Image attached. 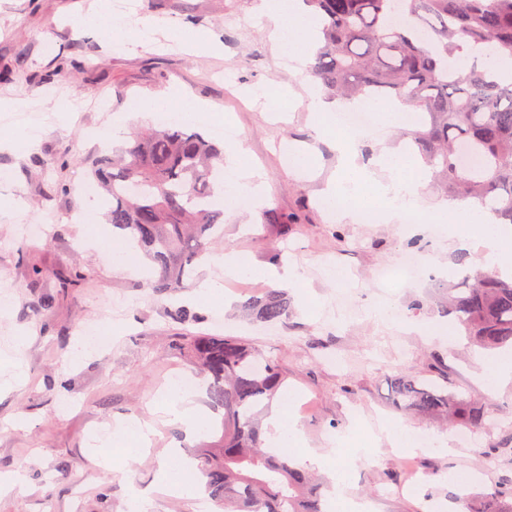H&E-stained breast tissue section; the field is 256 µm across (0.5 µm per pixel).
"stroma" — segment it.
Segmentation results:
<instances>
[{
  "mask_svg": "<svg viewBox=\"0 0 512 512\" xmlns=\"http://www.w3.org/2000/svg\"><path fill=\"white\" fill-rule=\"evenodd\" d=\"M148 39L137 46L115 44L78 31L75 20L94 0H0V104L15 112L28 102L41 115L35 148L0 147V200L10 199V215H0V281L9 283L10 307L0 315V354L15 336L28 334L21 354L24 380L0 390V472L26 474L25 483L0 496V512H126L131 490L146 493L150 512H198L193 499L165 495L160 473L173 454L191 448L181 425L158 424L150 450L119 459L111 469L97 463L93 433L110 431L124 419L150 422L170 376L190 374L188 361L173 350L175 332L219 333L253 343L276 359L286 373V390L302 400L295 420L309 447L325 452L329 437L359 425L371 443L358 456L340 454L349 495L370 502L374 512H448L449 504L475 502L502 476L512 477V380L488 387L479 365L483 352L465 336L432 338L425 328L444 320L440 305L466 274L455 257H480L474 245L434 236L429 224H363L331 219L319 203L337 171L334 151L317 133L319 117L307 107L321 84L293 72L287 55L272 40L262 0H130ZM191 30L220 46L212 54H191L174 33ZM181 91L221 107L233 121L263 175L266 209L281 221H264L263 210L242 200L237 216L225 220L218 253L238 251L264 267H295L297 281L247 276L224 300L199 298L196 288L168 299L148 286L153 272L139 264L131 272L112 259L113 231L105 218L73 222L79 182L91 178L100 154L91 128L108 129L123 117L129 129L156 122L147 104ZM109 96L112 110L92 104ZM311 149V170L293 172L286 156ZM41 219L44 231L26 237L21 226ZM412 250L432 275L424 280L380 287L378 268ZM37 254L46 270L43 288L30 287L27 263ZM76 264L86 280L59 294L55 272ZM287 286L293 312L287 322L255 325L238 316L244 296ZM59 294L51 317L37 313L41 292ZM123 312L113 319L110 342L80 363L70 351L83 325L101 319L112 299ZM186 305L199 322L175 323L170 308ZM390 305L404 325L381 324L377 308ZM447 372L450 387L476 392L494 412V429L460 445L459 431L438 420L406 416L388 396L390 377L409 373L433 378L434 366ZM69 401L62 411L61 401ZM390 420L413 434L429 433L449 451L394 448L378 426ZM424 479L410 497L385 495L412 471Z\"/></svg>",
  "mask_w": 512,
  "mask_h": 512,
  "instance_id": "obj_1",
  "label": "stroma"
}]
</instances>
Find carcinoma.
<instances>
[{
  "mask_svg": "<svg viewBox=\"0 0 512 512\" xmlns=\"http://www.w3.org/2000/svg\"><path fill=\"white\" fill-rule=\"evenodd\" d=\"M304 2L323 22L312 76L349 100L395 92L402 105L426 117L404 137L432 168L437 190L489 201L492 212L512 224V82L492 79L485 65L464 74L448 65L456 51L512 57V0ZM222 169L224 150L184 125L135 131L126 147L96 161L106 220L151 263L156 295L189 287L224 236V212L213 205ZM84 276L67 268L59 287L75 288ZM242 308L262 324L291 314L283 290L252 295ZM444 314L483 349L512 346V282L491 272L464 278L448 294ZM174 347L210 380L209 405L221 414L220 437L196 449V476L215 507L325 512L323 486L263 437L261 415L285 387L278 362L227 336L182 334ZM390 388L400 410L476 432L496 426L493 411L473 394L409 374L392 378ZM474 512H512V478L493 485Z\"/></svg>",
  "mask_w": 512,
  "mask_h": 512,
  "instance_id": "carcinoma-1",
  "label": "carcinoma"
}]
</instances>
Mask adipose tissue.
<instances>
[{
    "mask_svg": "<svg viewBox=\"0 0 512 512\" xmlns=\"http://www.w3.org/2000/svg\"><path fill=\"white\" fill-rule=\"evenodd\" d=\"M264 13L273 25L278 44L300 64L311 62L318 37V22L302 6L301 0H266ZM224 182L217 189L214 204L225 217H233L243 195H250L254 207H262L265 195L259 173L241 141L230 140L224 146ZM168 423L182 424L188 437L199 436L209 422V414L196 410L187 393L170 386L159 403ZM265 438L271 447L288 449L297 464L326 469L331 457L308 448L303 432L283 403H275L264 423Z\"/></svg>",
    "mask_w": 512,
    "mask_h": 512,
    "instance_id": "obj_1",
    "label": "adipose tissue"
}]
</instances>
